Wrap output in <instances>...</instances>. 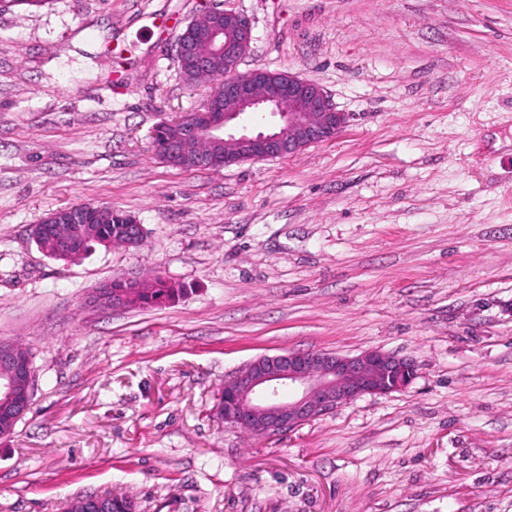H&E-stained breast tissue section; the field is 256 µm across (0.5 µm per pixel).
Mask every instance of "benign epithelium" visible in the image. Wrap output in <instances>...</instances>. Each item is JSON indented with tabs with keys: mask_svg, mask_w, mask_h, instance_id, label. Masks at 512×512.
Instances as JSON below:
<instances>
[{
	"mask_svg": "<svg viewBox=\"0 0 512 512\" xmlns=\"http://www.w3.org/2000/svg\"><path fill=\"white\" fill-rule=\"evenodd\" d=\"M252 41L250 20L233 10H211L197 24L191 44L175 42L189 55L200 79L224 68L202 108L188 122L166 121L171 131L156 145L164 162L212 169L245 161L285 157L325 142L347 123L318 84L290 72L239 71ZM57 255L84 253L80 240L55 236ZM417 374L410 358L377 349L356 356L330 351H287L260 356L224 382V424L272 439L316 420L364 395H385L410 386ZM37 371L30 355L0 340V419L18 422L28 409Z\"/></svg>",
	"mask_w": 512,
	"mask_h": 512,
	"instance_id": "1",
	"label": "benign epithelium"
}]
</instances>
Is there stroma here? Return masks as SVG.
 Returning a JSON list of instances; mask_svg holds the SVG:
<instances>
[{"label": "stroma", "instance_id": "1", "mask_svg": "<svg viewBox=\"0 0 512 512\" xmlns=\"http://www.w3.org/2000/svg\"><path fill=\"white\" fill-rule=\"evenodd\" d=\"M252 22L240 65L319 84L348 117L297 154L210 170L151 131L199 109L178 35ZM91 202L139 247L46 256L31 227ZM175 302L89 296L150 269ZM38 382L0 437V512L124 491L136 512H512V0H49L0 9V340ZM412 358L275 439L225 426L263 355Z\"/></svg>", "mask_w": 512, "mask_h": 512}]
</instances>
